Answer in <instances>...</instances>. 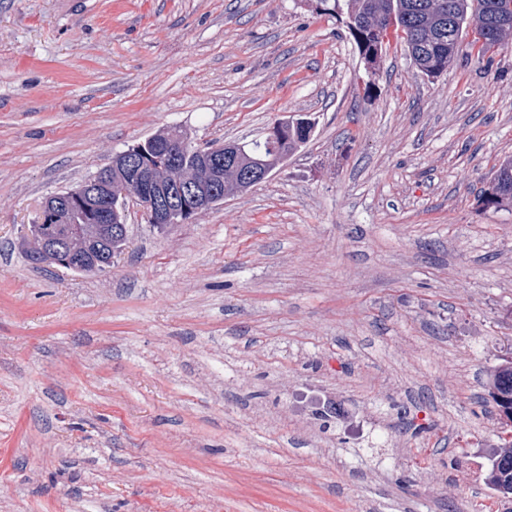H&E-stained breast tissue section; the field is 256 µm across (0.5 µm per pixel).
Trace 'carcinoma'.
Masks as SVG:
<instances>
[{
    "label": "carcinoma",
    "instance_id": "obj_1",
    "mask_svg": "<svg viewBox=\"0 0 512 512\" xmlns=\"http://www.w3.org/2000/svg\"><path fill=\"white\" fill-rule=\"evenodd\" d=\"M395 5L397 25L391 36L405 43L416 68L428 77H437L454 62L463 49L474 51L468 34L481 27L496 0H320L324 11L346 13L355 30L351 34L359 54L368 68L375 67L382 49L371 33V20ZM312 125L299 122L285 134L288 143L255 140L247 145L248 153L271 168L281 164L283 154L305 144ZM487 204L495 207L512 206V188L497 185L485 192ZM512 386V361L499 365L491 381L498 392Z\"/></svg>",
    "mask_w": 512,
    "mask_h": 512
}]
</instances>
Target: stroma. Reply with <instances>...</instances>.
<instances>
[{"label": "stroma", "instance_id": "35a3bbf8", "mask_svg": "<svg viewBox=\"0 0 512 512\" xmlns=\"http://www.w3.org/2000/svg\"><path fill=\"white\" fill-rule=\"evenodd\" d=\"M309 141L96 275L35 266L43 199L170 126ZM512 36L369 73L314 0H0V512H512ZM500 180L510 182V189L506 190L497 185H491L485 192V200L488 205L495 207L512 206V158L504 159L496 170ZM502 441H503L502 446H504L503 448H506V449H504L500 453L496 454L493 459H497L499 457L509 456V455L512 458V450H511V448H512V436H511L510 440L502 438ZM508 448H510V449H508ZM493 459H492L491 467L489 469V473H488V476H487V481L496 490H498L499 492H502L498 488L499 485L502 482H509L510 486L512 485V468H511V471H507V470L501 469L499 467H496L493 464ZM502 493H504V492H502ZM511 493L512 492L504 493V494H511Z\"/></svg>", "mask_w": 512, "mask_h": 512}]
</instances>
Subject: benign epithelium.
<instances>
[{
	"instance_id": "obj_1",
	"label": "benign epithelium",
	"mask_w": 512,
	"mask_h": 512,
	"mask_svg": "<svg viewBox=\"0 0 512 512\" xmlns=\"http://www.w3.org/2000/svg\"><path fill=\"white\" fill-rule=\"evenodd\" d=\"M512 25V4L505 2L487 20L477 35L478 45L495 43L497 32ZM184 139L172 134L152 148L140 144L117 153L112 165L98 171L76 191H62L45 198L40 208L39 224L29 229L28 250L34 257L51 262L59 254L55 231L48 224H103L107 232L126 239L127 230L119 210L131 198L146 212L149 223L158 226L180 224L186 217L211 208L224 186V167L243 175L250 184L263 182L269 175L259 160L249 157L245 145L224 143L198 148L201 173L181 171ZM166 157L169 172L163 176L153 163V151ZM124 171L121 195L112 196V169Z\"/></svg>"
}]
</instances>
